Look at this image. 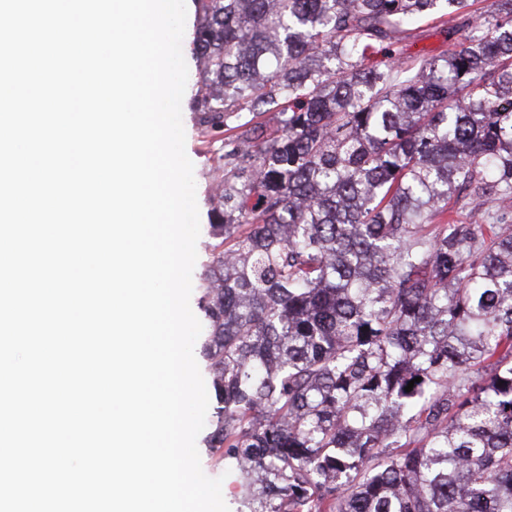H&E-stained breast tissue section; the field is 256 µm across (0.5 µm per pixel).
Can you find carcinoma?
<instances>
[{"mask_svg": "<svg viewBox=\"0 0 512 512\" xmlns=\"http://www.w3.org/2000/svg\"><path fill=\"white\" fill-rule=\"evenodd\" d=\"M195 2L238 512H512V0L417 64L404 26L469 0Z\"/></svg>", "mask_w": 512, "mask_h": 512, "instance_id": "obj_1", "label": "carcinoma"}]
</instances>
